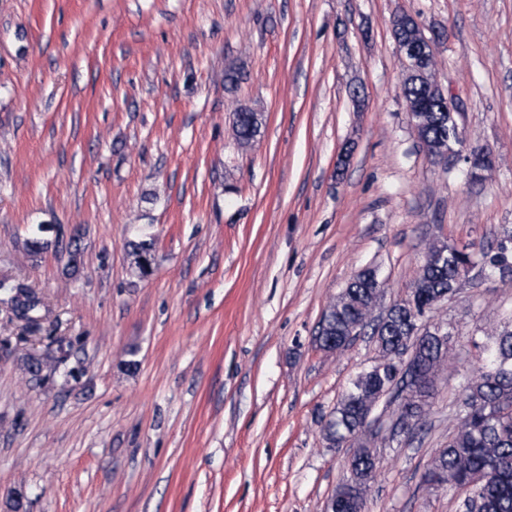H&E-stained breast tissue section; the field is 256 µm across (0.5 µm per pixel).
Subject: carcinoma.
Listing matches in <instances>:
<instances>
[{
    "mask_svg": "<svg viewBox=\"0 0 512 512\" xmlns=\"http://www.w3.org/2000/svg\"><path fill=\"white\" fill-rule=\"evenodd\" d=\"M393 36L400 43L415 45L421 40V27L407 14L396 16ZM435 56L412 67L406 66L403 96L407 103L428 101V112L413 116L418 137L428 152L461 140L451 103L444 102L441 88L433 80ZM261 114L241 106L234 113V131L242 145L249 144L259 133ZM155 240L143 233L127 244L132 273L143 278L151 270ZM480 257L490 273L512 266V227L503 226L493 240L477 249L456 247L443 241L429 245L419 275L412 287V303L386 310L384 321L374 317L381 299L376 270L366 268L325 311L323 335L315 337L317 346L326 352L343 350L349 341L350 326L370 321L377 326L374 344L381 366L352 379L325 427V440L338 439L363 429L366 417L373 414L382 399L395 393L401 379L397 359L405 356L415 372V382L400 397V414L408 431L416 434L427 423L435 382L440 373L454 362V339L447 343L435 337L419 335L423 311H432V303L456 286L457 279ZM6 296L0 303L32 325L41 318L42 301L24 283L4 285ZM479 350L478 364L461 383V416L455 430L448 436V445L438 451L422 475V485L434 488L442 481L465 492L463 512H512V322L503 326L489 342H473ZM71 345L58 342L47 358L30 355L25 369L31 378L42 381L45 367L57 371L67 365ZM371 435L360 437L357 451L350 462V484H341L335 492L349 491L357 498L365 497L376 472L370 450Z\"/></svg>",
    "mask_w": 512,
    "mask_h": 512,
    "instance_id": "cac0c4a2",
    "label": "carcinoma"
}]
</instances>
